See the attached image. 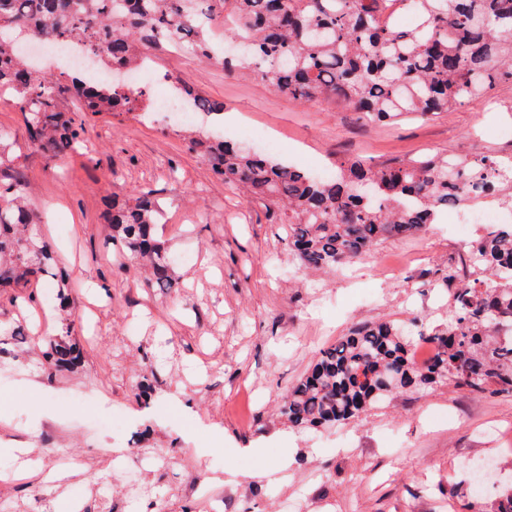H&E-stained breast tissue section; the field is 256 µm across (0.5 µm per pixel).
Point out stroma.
Here are the masks:
<instances>
[{
    "mask_svg": "<svg viewBox=\"0 0 512 512\" xmlns=\"http://www.w3.org/2000/svg\"><path fill=\"white\" fill-rule=\"evenodd\" d=\"M157 70L183 72L226 121L196 129L240 141L252 125L281 140L275 159L309 169L367 164L423 152L512 155L499 132L512 126V84L482 101L431 119L369 123L352 109L300 103L249 76L231 77L191 55L158 53ZM0 181L28 185V203L70 280L74 332L85 363L47 377L42 350L59 313L15 308L0 288V367L26 374L0 383V504L43 512L82 492L102 512H209L192 482L224 493V512H283L297 492L306 512H488L472 495L471 471L493 459L512 475V397L474 394L440 382L394 396L325 431L288 427L279 407L319 351L358 323L448 322L449 294L435 280L465 252L451 217L407 238L379 242L337 274L299 271L280 213L224 185L188 146L180 127L143 112L87 115L91 151L49 159L27 142L23 116L0 98ZM155 194L156 235L173 255L174 288L144 282V271L112 243L113 195ZM149 384L143 406L138 388ZM83 392L100 413L121 414L119 432L94 431L90 406L65 402ZM25 415L17 426L16 415ZM74 469L46 480L48 449ZM143 496L129 506L119 469L128 449Z\"/></svg>",
    "mask_w": 512,
    "mask_h": 512,
    "instance_id": "stroma-1",
    "label": "stroma"
}]
</instances>
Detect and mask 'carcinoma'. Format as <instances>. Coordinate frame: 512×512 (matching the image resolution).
I'll use <instances>...</instances> for the list:
<instances>
[{
    "label": "carcinoma",
    "mask_w": 512,
    "mask_h": 512,
    "mask_svg": "<svg viewBox=\"0 0 512 512\" xmlns=\"http://www.w3.org/2000/svg\"><path fill=\"white\" fill-rule=\"evenodd\" d=\"M395 0H0V94L22 112L26 134L55 159L77 148L83 114L131 112L143 92L111 82L89 84L74 72L35 69L7 34L77 39L104 66L145 62L140 47L171 38L199 58L210 26L246 45L244 58L224 60V72L261 78L295 101L341 99L377 122L427 117L487 96L512 83V0H408L417 24L395 29L387 12ZM180 94L210 115L224 104L189 83ZM213 173L248 197L288 213V247L298 265L334 273L366 255L381 239L411 236L462 202L512 206V166L475 153L423 154L373 168L336 165L321 180L214 136H189ZM149 191L133 200L112 195V240L149 266L154 288H172L171 259L154 230ZM26 187L0 181V288H23L33 277L68 288L50 244L34 236ZM478 257L449 262L440 281L450 289L448 326L384 320L353 328L320 350L309 371L286 392L281 416L297 430L320 431L357 418L384 400L424 392L448 380L476 394L512 396V224L486 231L472 246ZM438 352L413 362L417 342ZM47 376L77 367L83 346L74 324L44 342Z\"/></svg>",
    "instance_id": "obj_1"
}]
</instances>
